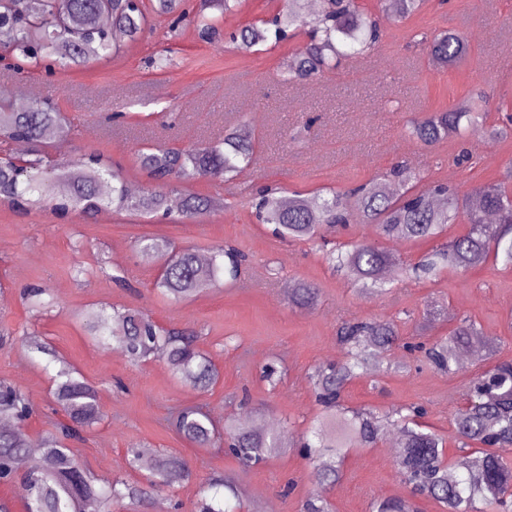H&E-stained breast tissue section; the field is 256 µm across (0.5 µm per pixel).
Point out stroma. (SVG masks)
Returning <instances> with one entry per match:
<instances>
[{"label":"stroma","instance_id":"stroma-1","mask_svg":"<svg viewBox=\"0 0 512 512\" xmlns=\"http://www.w3.org/2000/svg\"><path fill=\"white\" fill-rule=\"evenodd\" d=\"M171 16L150 14L137 40H124L118 56L66 72L37 70L16 74L33 100L52 102L70 122L71 136L58 143L57 157L75 160L97 151L120 168L128 184L143 188L149 179L135 164L138 149L152 143L184 147L218 140L226 131L251 127L260 139L251 170V187L280 183L300 193L346 188L368 181L402 161L427 181L472 189L502 181L512 168V131L492 139L473 134L467 143L479 164L456 169L437 157L457 153L463 143L444 139L424 147L405 136L407 120L425 112H443L466 101L477 82H485L497 101L512 102V0H425L416 14L398 19L386 13L376 52L378 70L335 72L292 88L280 80L284 62L305 45L304 35L262 52L243 53L227 40L209 42L189 23L169 32ZM457 29L469 35V55L456 67L435 66L412 46L419 31ZM170 52L173 66L152 71L149 61ZM173 112H166V105ZM114 113L122 122L111 121ZM313 117V124L302 121ZM200 195L222 194L225 208L200 218L172 209L164 220L104 210L94 217L74 212L60 217L51 209L18 208L0 203V380L20 387L33 409L22 426L30 443L41 444L59 417L52 411V382L44 356L26 350L23 329L37 330L98 390L107 413L83 431L76 455L99 478L138 480L126 465L130 448L176 452L191 464L195 478L157 495L144 512H196L198 483L230 478L245 489L242 512L272 501L277 512H303L317 487L312 465L296 447L319 408L309 388L312 368L338 363L344 350L336 339L349 317L390 318L405 312L403 347L396 356L402 371L380 369L346 388V405L382 409L419 404L424 423L447 440L456 454L453 420L465 408L472 376L489 360L512 361V267L488 262L460 275L449 271L435 279L397 284L387 298H368L330 270L316 245L284 242L268 225L257 223L248 196L218 188L208 178L192 181ZM165 236L178 246L210 254L219 245L242 250L247 262L237 280L181 303L162 301L153 290L158 262L142 254L137 240ZM124 276V284L113 275ZM318 290L316 303L293 306L297 283ZM48 289L49 308L28 312L24 289ZM135 308L165 327L196 331L198 344L218 368L220 378L206 393L176 376L166 361H134L120 350L93 343L86 326L101 307ZM475 321L493 351H481L467 365L443 375L422 366L411 343L430 342L454 327L458 318ZM281 373L277 384L262 376L267 364ZM199 405L211 417L274 422L283 453L246 469L223 448H199L185 442L169 419L182 406ZM413 499L417 512H444L437 502L412 497L394 468L391 445L358 448L343 474L327 490L332 512H370L373 501Z\"/></svg>","mask_w":512,"mask_h":512}]
</instances>
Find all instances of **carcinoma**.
Returning <instances> with one entry per match:
<instances>
[{
    "instance_id": "carcinoma-1",
    "label": "carcinoma",
    "mask_w": 512,
    "mask_h": 512,
    "mask_svg": "<svg viewBox=\"0 0 512 512\" xmlns=\"http://www.w3.org/2000/svg\"><path fill=\"white\" fill-rule=\"evenodd\" d=\"M158 14H178L192 23L202 37L220 35L224 13L238 0H200L194 11L184 0H152ZM386 5L403 19L417 12L423 0H386ZM148 22L143 4L131 0H67L61 10L57 0H0V53L13 61L14 71H35L50 62L62 71L120 52L113 31L135 38ZM306 35L302 52L295 55L281 74L286 84H297L333 72L342 62L370 55L379 45L382 24L379 16L358 5L357 0H320L319 10L310 13L308 0H292L286 13L249 23L230 36L243 50L279 44L298 33ZM429 60L454 67L467 56L465 37L459 31L414 36ZM471 99L481 108L462 103L453 110L424 113L406 125L408 135L431 147L444 138L464 141L477 131L491 138L507 134V128L489 126L488 113L509 111L493 104L484 84L477 83ZM71 125L53 107L35 102L24 111L0 101V200L16 205H49L59 213L70 210L95 214L110 208L116 213L143 216L168 214V198L178 194L181 212L187 217L211 212L218 198L198 196L187 184L210 178L219 185L232 182L238 170L253 161L255 138L228 131L222 142H205L187 148L150 146L138 151L135 162L152 183L132 196L126 179L116 168L109 169L102 155L84 154L71 164L53 159L52 139L68 136ZM23 142L32 152L16 156L10 144ZM112 182V192L102 187ZM255 216L262 224L274 225L276 236L291 241L329 244L322 231L348 224H372L385 241H420L439 238L450 224L467 230L440 245L423 260L407 264L378 243L336 242L326 250V261L370 298L389 292L384 269L399 268L404 278H435L444 270L466 273L493 259L512 266V175L509 180L464 190L448 182L426 183L424 176L397 163L367 182L346 190H330L303 197L279 187H267L251 198ZM141 251L155 255L159 271L154 289L172 302L197 296L229 277H239L246 256L231 246H219L207 266L199 265L197 254L175 246L162 236H144ZM47 290L33 288L26 299L31 311H43ZM317 289L302 283L291 302L297 307L312 305ZM399 317L366 321L346 319L336 336L345 349L339 364H323L309 376V385L321 412L300 443L301 454L313 464L318 485L316 497L308 500L305 512H330L323 496L326 487L340 477L346 455L353 448L375 446L382 427L399 428L402 438L394 457L399 479L414 495L431 498L446 512H509L512 509V362L491 363L469 382V405L453 421L458 456L446 457L445 440L425 430L420 422L426 411L419 405H393L382 411L349 409L342 392L351 381L370 375L375 367L394 365L386 352L401 342ZM94 340L120 349L132 360L164 357L172 370L194 389L205 392L219 373L196 344V337L177 328H166L148 315L131 308L102 311L87 325ZM478 336L474 322L463 317L448 334L430 346L414 345L425 363L439 373L456 366L457 351ZM30 352L49 356L55 366V411L67 421L44 437L40 457L24 473L18 463L30 454L20 430L0 427V483L19 477L26 490V512H112V506L129 501L139 505L159 491L192 478L182 456L168 452L146 461L137 448L127 449L129 469L143 473V481L122 478L101 480L87 471L67 439L80 438L79 430L93 427L106 418L97 389L74 367L55 354L36 331L22 333ZM31 406L25 393L0 381V418L22 422ZM170 426L186 440L209 447L221 441L244 468H251L281 451L279 436L263 427H243L235 418L224 420V437L198 406H186L169 419ZM239 497L237 488L212 480L198 488V512H231L220 488ZM407 499H384L371 505V512H411Z\"/></svg>"
}]
</instances>
